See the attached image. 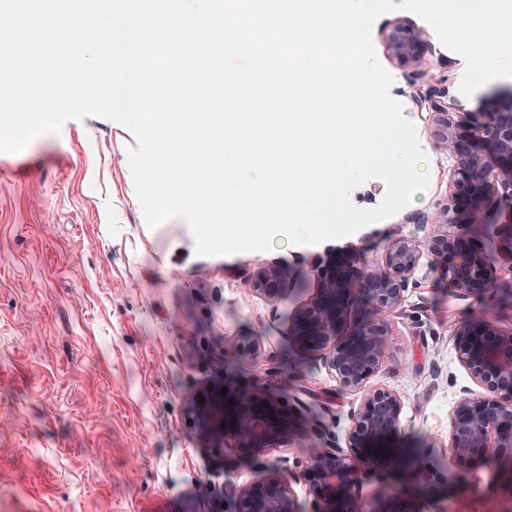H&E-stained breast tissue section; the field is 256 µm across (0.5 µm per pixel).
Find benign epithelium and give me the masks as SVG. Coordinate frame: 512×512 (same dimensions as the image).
Returning <instances> with one entry per match:
<instances>
[{"label":"benign epithelium","instance_id":"7a95c632","mask_svg":"<svg viewBox=\"0 0 512 512\" xmlns=\"http://www.w3.org/2000/svg\"><path fill=\"white\" fill-rule=\"evenodd\" d=\"M381 37L389 60L409 79L406 96L413 107L422 108L426 98L414 90V80L428 73L433 54L429 35L409 20L395 19L384 26ZM434 95L436 150L452 165L449 198L438 204L432 234L424 240H390L375 264L356 257L339 260L332 270L317 275L313 296L288 318L290 346L321 360L339 390L361 394L359 405L347 416L344 437L314 422L303 437L293 439L288 414L271 390V374L253 390L235 395L230 408L196 399L187 404L199 436L226 432L231 447L245 450L261 465H268L272 450L293 449L298 469L285 474L278 462L266 478L226 487L236 512H300L294 485L302 481L308 482L314 502L334 500L335 507L325 512H363L358 483L392 451L390 439L399 431L403 408L396 392L371 386L369 380L385 362L391 318L403 313L422 261L438 266L448 287L461 296L485 295L493 288L486 244L451 228L460 215L466 223L482 226L495 204L512 203V98L485 101L480 119L464 124L454 120L459 104L448 98V87H436ZM289 289L281 269L270 266L251 291L276 303ZM224 353L249 359L258 348L230 339ZM456 357L475 388H463L449 412V454L463 469L493 460L511 464L512 327L474 316L460 333Z\"/></svg>","mask_w":512,"mask_h":512}]
</instances>
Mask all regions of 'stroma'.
<instances>
[{"label": "stroma", "instance_id": "35a3bbf8", "mask_svg": "<svg viewBox=\"0 0 512 512\" xmlns=\"http://www.w3.org/2000/svg\"><path fill=\"white\" fill-rule=\"evenodd\" d=\"M464 71L438 43L415 84L428 96L444 81L460 120L512 94L500 78L461 95ZM134 143L121 124L90 116L0 153V512H234L225 485L266 470L226 441L199 438L188 400L206 390L223 405L225 392L274 371L294 433L307 427L302 408L343 433L360 395L338 391L321 361L287 357L288 316L337 259L374 262L391 238L431 234L449 193L451 162L435 151L427 189L384 220L320 244L278 236L268 251L205 257L185 220L147 226L127 161ZM272 265L294 285L274 304L251 291ZM416 278L370 380L397 391L403 409L399 453L364 480V508L381 512L397 493L421 512H481L491 494L512 512L507 470L464 471L443 452L448 414L470 383L457 333L480 311L512 326V267H498L485 296L458 295L427 263ZM229 337L255 343L257 357H223Z\"/></svg>", "mask_w": 512, "mask_h": 512}]
</instances>
